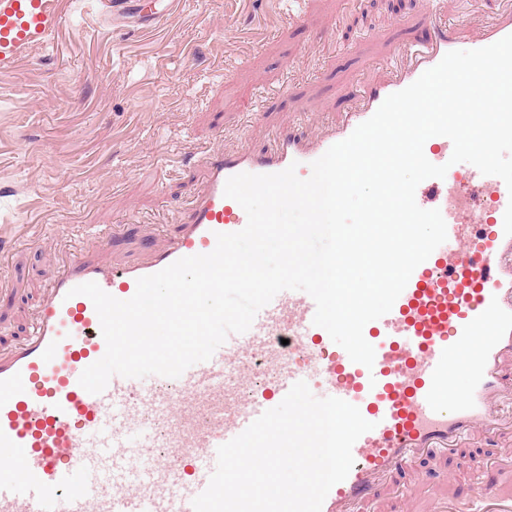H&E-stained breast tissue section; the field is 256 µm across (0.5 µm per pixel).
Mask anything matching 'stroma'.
<instances>
[{
    "instance_id": "35a3bbf8",
    "label": "stroma",
    "mask_w": 512,
    "mask_h": 512,
    "mask_svg": "<svg viewBox=\"0 0 512 512\" xmlns=\"http://www.w3.org/2000/svg\"><path fill=\"white\" fill-rule=\"evenodd\" d=\"M139 0L110 20L101 0H61L65 21L10 71H0V342L24 336L54 275L56 243L93 227L112 258L143 259L177 234L178 211L201 183L205 147L267 148L279 123L314 136L342 111L394 45L429 40L421 0H175L157 28L138 23ZM441 21L478 25L512 0H437ZM512 460V434L432 466L409 461L407 499L375 512H432L482 481L466 458ZM440 476L418 483V471Z\"/></svg>"
}]
</instances>
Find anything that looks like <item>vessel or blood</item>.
<instances>
[{"label": "vessel or blood", "instance_id": "b4317fda", "mask_svg": "<svg viewBox=\"0 0 512 512\" xmlns=\"http://www.w3.org/2000/svg\"><path fill=\"white\" fill-rule=\"evenodd\" d=\"M63 20L60 0H0V71L45 44ZM510 34L512 15L473 31L470 41L479 49ZM455 39L439 26L431 46L396 45L408 66L382 69L316 137H302L291 124L268 150L244 145L205 153L203 191L182 215L180 232L145 262L112 264L108 237L93 252L79 242L70 246L28 336L0 349V512H193L218 447L300 380L357 406L374 424L354 444V464L321 512H360L408 456L445 458L467 437L491 443L512 427L501 409L512 396L502 375L503 362L512 359V236L503 229L512 193L499 177L450 164L453 144L443 136L429 138L424 153L448 171L421 182L415 199L440 210L447 240L416 267L391 311L365 325L373 366L353 362L314 325L310 295L283 291L247 332L229 335L210 360L179 378L116 375L97 395L79 384L106 343L92 301L72 288L94 282L127 300L138 278L210 253L217 234L247 222L242 207L224 195L228 178L292 165L308 178L311 162L437 65ZM151 414L166 418L164 436L145 425Z\"/></svg>", "mask_w": 512, "mask_h": 512}]
</instances>
